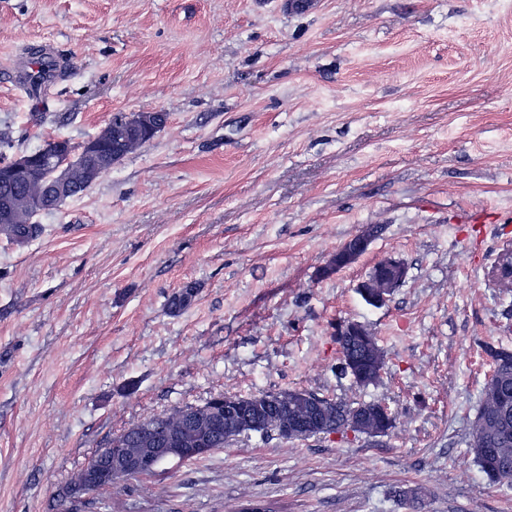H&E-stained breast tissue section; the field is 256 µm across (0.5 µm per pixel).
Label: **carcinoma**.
<instances>
[{
	"instance_id": "carcinoma-1",
	"label": "carcinoma",
	"mask_w": 512,
	"mask_h": 512,
	"mask_svg": "<svg viewBox=\"0 0 512 512\" xmlns=\"http://www.w3.org/2000/svg\"><path fill=\"white\" fill-rule=\"evenodd\" d=\"M138 112H115L106 126L95 136L106 148H112L116 133L125 126L139 123ZM168 114L158 113L152 120V131L130 138L122 144L114 167L126 156L150 143L166 126ZM72 181L65 198L83 194L89 185L84 182L79 164L71 166ZM44 193V185L38 180L0 184V200L6 199L12 207L15 223L0 224V233L19 242L31 239L39 233L35 221L36 206ZM195 287L187 285L174 295L169 303L171 312L178 313L191 304ZM339 363L334 367L337 377L345 376L344 363L352 360L357 372L352 376L359 387L374 385L385 367V358L377 337L367 326L356 336H347L336 341ZM493 358L491 371L484 388L480 407L472 424L469 449L481 472L493 483L512 484V350L501 348L488 351ZM246 408L247 415L235 416L217 426L203 422L197 426L198 433L212 440V447L222 448L238 437L252 433L269 437L276 429L295 420L300 422L297 440L303 441L321 434L345 433L349 428L347 415L356 412L359 421L353 431L372 438L379 431L396 426V419L387 406L378 400L351 403L345 400L319 396L304 389L265 391L250 395H236ZM202 406H174L167 411L147 417L161 436L178 432L185 427V412ZM137 423L133 422L112 435L106 446L116 445L121 452H136L141 449L136 435Z\"/></svg>"
}]
</instances>
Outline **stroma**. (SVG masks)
Returning a JSON list of instances; mask_svg holds the SVG:
<instances>
[{"mask_svg": "<svg viewBox=\"0 0 512 512\" xmlns=\"http://www.w3.org/2000/svg\"><path fill=\"white\" fill-rule=\"evenodd\" d=\"M49 52L30 96L9 78ZM165 129L84 194L0 237V512L58 495L130 423L225 392L383 400L385 436L257 434L97 494L101 512H512L468 451L512 348V0H0V131L80 143L113 113ZM370 224L353 265L322 268ZM404 284L357 292L386 257ZM193 302L171 314L185 285ZM379 338L368 388L337 377L336 323ZM395 258L387 257L381 260L386 267L390 270L389 280L381 287L384 292L381 293L373 301L378 306L385 305L393 296L395 290L400 288L402 284L405 282L407 277V267L406 265H395L393 260ZM365 281H362L359 284L358 292L362 296L363 300L370 306H374L375 304L370 300V296L374 293L373 288H365Z\"/></svg>", "mask_w": 512, "mask_h": 512, "instance_id": "1", "label": "stroma"}]
</instances>
